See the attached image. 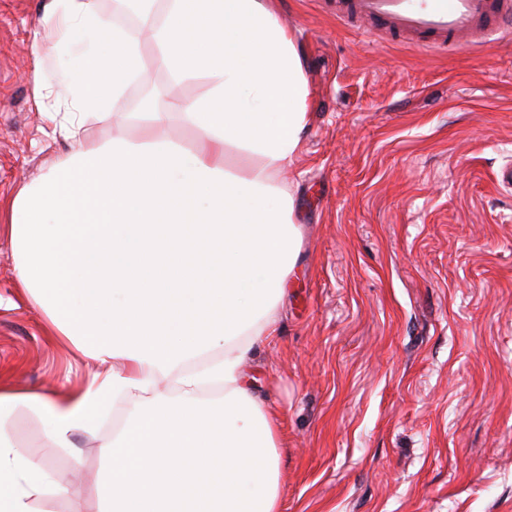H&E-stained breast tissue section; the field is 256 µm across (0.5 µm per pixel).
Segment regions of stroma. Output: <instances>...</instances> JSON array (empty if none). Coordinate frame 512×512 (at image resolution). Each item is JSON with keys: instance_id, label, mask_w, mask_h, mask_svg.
<instances>
[{"instance_id": "obj_1", "label": "stroma", "mask_w": 512, "mask_h": 512, "mask_svg": "<svg viewBox=\"0 0 512 512\" xmlns=\"http://www.w3.org/2000/svg\"><path fill=\"white\" fill-rule=\"evenodd\" d=\"M292 33L309 119L284 179L301 246L278 328L245 371L280 417L281 512H512V39L420 50L337 18L334 0H266ZM40 0H0V211L70 144ZM144 68L115 109L204 97ZM95 365L19 288L0 232V388L62 397ZM11 424L74 494L95 496L98 439Z\"/></svg>"}]
</instances>
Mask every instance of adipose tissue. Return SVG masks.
Here are the masks:
<instances>
[{"mask_svg":"<svg viewBox=\"0 0 512 512\" xmlns=\"http://www.w3.org/2000/svg\"><path fill=\"white\" fill-rule=\"evenodd\" d=\"M139 35L97 0H46L37 39L62 54L65 115L49 113L74 150L14 199L8 225L17 279L52 326L102 366L62 398L0 390V512H203L213 458L224 460L222 512H280L277 414L243 379L256 340L274 335L280 285L300 231L272 175L307 127L308 85L294 39L263 0H167ZM175 78L205 76L207 96L146 102L114 115L108 143L86 142L89 112H108L141 71L140 39ZM177 115L198 143L127 137L129 123ZM261 158L250 176L224 166L227 147ZM223 347L221 357L208 353ZM24 406L55 448L97 435L116 407L126 419L102 444L95 502L72 496L6 428Z\"/></svg>","mask_w":512,"mask_h":512,"instance_id":"adipose-tissue-1","label":"adipose tissue"}]
</instances>
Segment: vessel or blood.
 Wrapping results in <instances>:
<instances>
[{
  "mask_svg": "<svg viewBox=\"0 0 512 512\" xmlns=\"http://www.w3.org/2000/svg\"><path fill=\"white\" fill-rule=\"evenodd\" d=\"M344 20H365L420 49L467 46L493 18L512 31V0H336Z\"/></svg>",
  "mask_w": 512,
  "mask_h": 512,
  "instance_id": "obj_1",
  "label": "vessel or blood"
}]
</instances>
